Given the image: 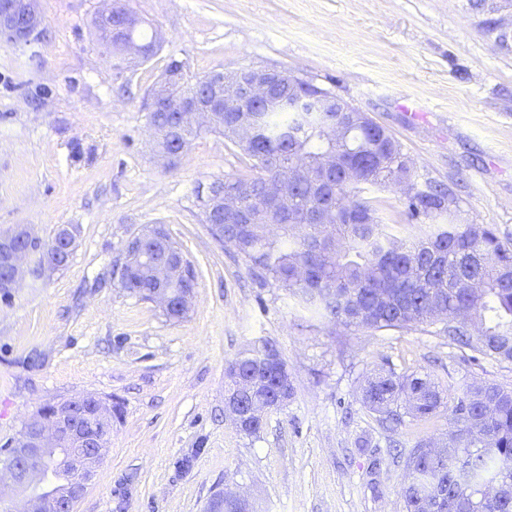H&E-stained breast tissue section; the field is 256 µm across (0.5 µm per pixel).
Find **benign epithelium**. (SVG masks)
Wrapping results in <instances>:
<instances>
[{
	"label": "benign epithelium",
	"instance_id": "obj_1",
	"mask_svg": "<svg viewBox=\"0 0 512 512\" xmlns=\"http://www.w3.org/2000/svg\"><path fill=\"white\" fill-rule=\"evenodd\" d=\"M37 0H0V36L16 45H30L40 35L41 17ZM123 54L143 61L148 48L129 36L123 39ZM243 78L228 82L222 74L206 79V91L194 99L175 92L179 72L162 78L150 94V107L166 106L183 113L196 127H211L224 121V112H251L255 105H275V89L282 83L298 85L303 78L288 70L248 67ZM301 112H352L359 109L342 98L322 94L296 103ZM272 201L288 210V190L282 180L269 185ZM201 203L206 215L217 219L221 213L235 208V202L209 189L202 191ZM78 229L60 227L54 245L65 258H70ZM165 235V225H144L134 231L123 245L124 261L134 260L156 283L150 300L170 313L173 300L178 308L189 309L194 286L183 282L185 267L182 258L157 246ZM43 240L28 224H15L0 230V295L11 298L20 282L39 273L46 264L36 246ZM253 391L251 381H243L237 395L227 398L224 407L233 422L243 427L262 416L254 406H246ZM112 439V407L97 396H73L51 404V413L40 410L24 423L15 437L8 441L7 451L0 454V474L10 477L14 487L29 494L27 512H74L77 501L92 481L97 468L107 457Z\"/></svg>",
	"mask_w": 512,
	"mask_h": 512
}]
</instances>
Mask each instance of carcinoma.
Returning a JSON list of instances; mask_svg holds the SVG:
<instances>
[{
  "instance_id": "1",
  "label": "carcinoma",
  "mask_w": 512,
  "mask_h": 512,
  "mask_svg": "<svg viewBox=\"0 0 512 512\" xmlns=\"http://www.w3.org/2000/svg\"><path fill=\"white\" fill-rule=\"evenodd\" d=\"M161 134L171 133L173 114L152 110ZM256 134L239 142L233 113L212 132L237 145L261 175L213 181L251 214L248 224L224 219V239L242 242L236 254L260 286L273 280L329 321L374 330L444 324L449 340L482 355L512 361V244L486 224L457 221L448 189L420 184L400 143L369 117L336 113L343 137L333 138L320 115L292 108L254 113ZM336 154L329 178L323 158ZM289 180L298 210L267 209V182ZM406 184L401 214L408 231L387 230L382 202L368 186ZM121 287L145 300L153 287L146 274ZM267 343L241 352L225 369V395L264 359ZM288 368L260 377L254 401L276 407L290 398ZM363 405L399 427L409 417L424 421L447 406L444 391L427 374L380 368L361 386ZM455 444L436 450L421 440L405 459L401 489L406 512H512V388L494 383L468 387L451 410Z\"/></svg>"
}]
</instances>
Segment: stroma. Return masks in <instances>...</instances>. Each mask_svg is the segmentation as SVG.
I'll use <instances>...</instances> for the list:
<instances>
[{"label": "stroma", "mask_w": 512, "mask_h": 512, "mask_svg": "<svg viewBox=\"0 0 512 512\" xmlns=\"http://www.w3.org/2000/svg\"><path fill=\"white\" fill-rule=\"evenodd\" d=\"M122 2L161 36L127 69L97 38L101 0H38L39 40L0 42V227L46 239L78 229L66 267L0 300V445L45 403L94 395L123 416L75 512H207L224 490L255 512H405L397 450L447 438L450 404L479 380L512 388V363L474 357L435 325L348 329L257 286L198 198L214 179L252 174L251 160L204 133L164 163L148 96L174 60L196 76L298 71L387 129L467 221L512 240V0ZM144 224L165 225L196 270L183 320L113 274ZM264 341L294 394L248 434L224 416L225 368ZM382 367L429 375L448 407L383 427L359 395Z\"/></svg>", "instance_id": "stroma-1"}]
</instances>
